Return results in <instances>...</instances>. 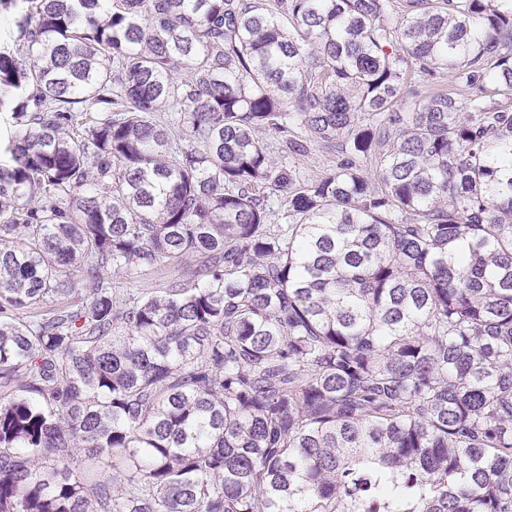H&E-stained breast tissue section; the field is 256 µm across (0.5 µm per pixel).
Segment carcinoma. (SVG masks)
<instances>
[{
    "mask_svg": "<svg viewBox=\"0 0 512 512\" xmlns=\"http://www.w3.org/2000/svg\"><path fill=\"white\" fill-rule=\"evenodd\" d=\"M10 7L0 512H512V0ZM345 157L340 143L336 146L325 148L323 145H314L307 157L301 158L300 170L305 175H318L336 168L337 163ZM196 262L190 261L188 264L184 265L181 268L175 269H166L155 272H143L138 275H134L133 278H129L128 280H119L120 282H134V285H141L144 287H152L161 282L168 281L170 279L179 278L180 280L188 279L191 277L192 273L195 270Z\"/></svg>",
    "mask_w": 512,
    "mask_h": 512,
    "instance_id": "obj_1",
    "label": "carcinoma"
}]
</instances>
